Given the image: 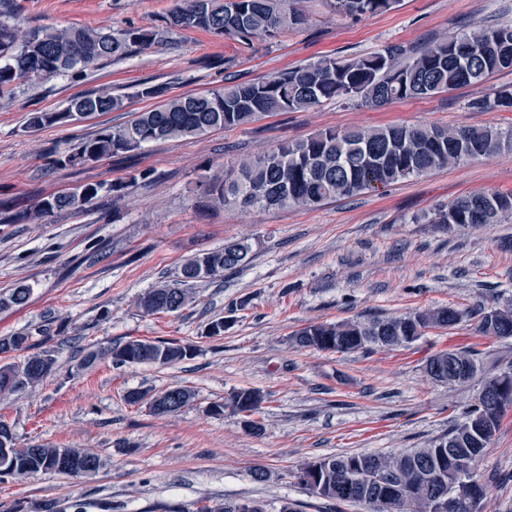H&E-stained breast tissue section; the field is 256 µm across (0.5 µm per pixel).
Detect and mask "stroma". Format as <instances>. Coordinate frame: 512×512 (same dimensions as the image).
<instances>
[{"mask_svg":"<svg viewBox=\"0 0 512 512\" xmlns=\"http://www.w3.org/2000/svg\"><path fill=\"white\" fill-rule=\"evenodd\" d=\"M24 25L156 31L155 45L104 61L80 77L17 86L0 102V218L32 209L43 197L87 183L105 189L82 211L39 223L0 221V297L31 288L21 306L0 307V339L30 334L55 360L38 385L0 395V422L17 447L78 448L100 456L95 473L43 472L0 482V506L41 512L46 501L84 512H199L245 498L295 503L298 512H369L330 501L300 484L301 465L343 454H392L445 433L477 393L476 384H437L425 373L433 355L473 347L482 374L512 369V341L476 336L472 324L436 329L393 349L341 354L295 346L312 322L392 316L437 306L460 309L512 301V214L500 223L442 231L421 215L483 191L512 192V150L447 168L316 209L245 211L195 193L204 172L278 144L334 128L434 123L512 127V108L477 112L473 101L512 86V71L480 86L378 108L335 99L307 112H279L244 126L142 149L76 167L49 166L102 127L146 108L140 84L166 97L205 94L228 82L268 78L323 56H355L401 43L412 51L474 28L512 24V0H399L388 12L343 19L326 0H305L309 21L251 48L202 30L170 27L174 0H18ZM107 90L129 96L126 110L67 126L28 129L33 111L58 112L70 99ZM149 170L150 182H134ZM250 239L254 257L235 273L199 283L176 313L143 315L137 300L175 282L198 254ZM224 319L223 335L206 337ZM170 339L196 346L167 367L113 366L85 356L129 340ZM191 389L192 402L158 417L131 404L132 390ZM240 388L261 390L260 434L240 416L213 413ZM267 472L254 480L255 468ZM487 486L481 512H512V409L478 464Z\"/></svg>","mask_w":512,"mask_h":512,"instance_id":"1","label":"stroma"}]
</instances>
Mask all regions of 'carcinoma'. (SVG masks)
<instances>
[{"instance_id": "obj_1", "label": "carcinoma", "mask_w": 512, "mask_h": 512, "mask_svg": "<svg viewBox=\"0 0 512 512\" xmlns=\"http://www.w3.org/2000/svg\"><path fill=\"white\" fill-rule=\"evenodd\" d=\"M300 0H175L169 15L174 28L220 34L244 48L256 39L271 38L307 22L297 7ZM337 15L358 19L394 9L399 0H330ZM157 34L130 27L118 34L90 28H23L13 0H0V101L11 98L16 85L39 79L76 75L101 61H118L151 47ZM512 70V24L476 28L429 46L416 56L393 43L352 58L325 56L257 82L224 86L207 94H187L133 114L119 126L100 128L69 152H50L58 166L97 163L119 153L134 152L157 141L196 138L217 128L243 126L275 112H303L332 99H359L378 107L394 100L426 98L459 86L479 85L497 72ZM512 107V91L503 88L494 97L472 103L478 112ZM127 108V97L107 91L81 94L59 112L29 113L27 127L40 130L66 126L83 115L117 112ZM512 148V129L455 127L434 124H394L348 131L325 129L306 138L284 143L263 154L239 160L230 174L204 178L198 191L216 204L243 209L316 208L338 197H353L391 187L410 178L446 167L489 157ZM103 185L88 183L72 194L41 199L33 209L5 218L7 222H39L62 210H81L99 196ZM512 213V193L481 192L450 203L428 220L443 227L498 224ZM251 244L233 240L218 250L190 259L181 270L183 282L214 279L248 266ZM192 293L167 282L146 291L137 306L145 315L174 313L192 302ZM494 317L503 339L512 338V303L478 304L469 310L452 306L428 308L398 316L364 321L310 323L296 331L293 342L322 352L349 353L375 347L409 343L417 328L446 329L468 319L483 335ZM32 336L21 334L0 340V353L33 347ZM196 347L176 341L130 340L93 351L87 365L109 359L115 365L168 366L192 357ZM478 351H455L454 360L440 352L426 363H437L445 374L433 382L453 385L448 372L459 362L477 361ZM55 361L43 351L29 355L22 364L0 366V394L34 385L53 372ZM499 384L512 391V371L486 375L479 381L482 393ZM177 397L162 407H151L158 416L179 412L194 397L191 390L175 387ZM261 391H233L215 412L224 409L247 420L263 402ZM501 418L491 412L482 396L448 428L423 448L393 455L375 453L329 456L303 465L300 481L307 489L326 482L328 499L358 502L370 512H429L439 495L459 502L450 512H479L486 495L477 466L494 439ZM0 481L23 479L40 472L73 477L90 474L101 466L95 454L77 448L36 445L15 446L10 428L0 423Z\"/></svg>"}]
</instances>
